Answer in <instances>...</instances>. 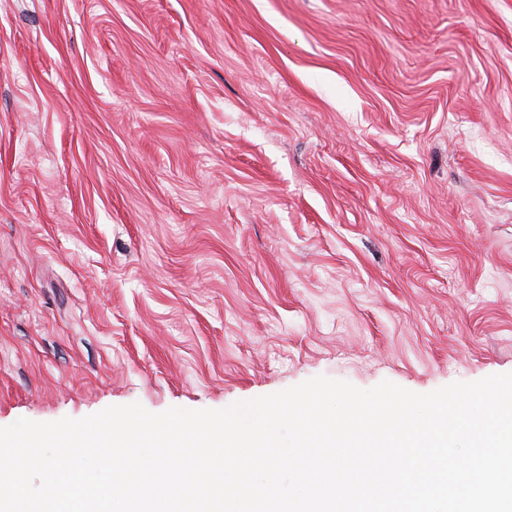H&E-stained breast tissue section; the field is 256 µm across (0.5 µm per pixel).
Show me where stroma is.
Segmentation results:
<instances>
[{
  "label": "stroma",
  "mask_w": 512,
  "mask_h": 512,
  "mask_svg": "<svg viewBox=\"0 0 512 512\" xmlns=\"http://www.w3.org/2000/svg\"><path fill=\"white\" fill-rule=\"evenodd\" d=\"M512 372V0H0V427Z\"/></svg>",
  "instance_id": "stroma-1"
}]
</instances>
